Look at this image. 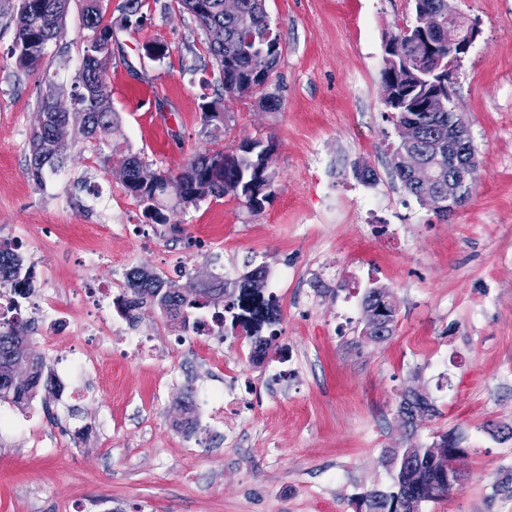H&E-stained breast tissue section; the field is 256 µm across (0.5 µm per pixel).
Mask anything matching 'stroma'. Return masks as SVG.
Here are the masks:
<instances>
[{"mask_svg":"<svg viewBox=\"0 0 512 512\" xmlns=\"http://www.w3.org/2000/svg\"><path fill=\"white\" fill-rule=\"evenodd\" d=\"M143 4L147 26L120 33L124 56L106 73L115 141L175 174L194 153L269 140L273 192L258 214L227 195L156 227L125 192L109 144L75 127L63 167L37 183L28 141L47 86L68 92L77 80L82 4L72 0L65 37L23 69L10 55L18 2L0 0V238L36 266L32 347L60 376L72 356H97L90 320L155 341L148 359L101 364L60 398L13 408L17 427L0 430V512H359L366 492L391 482L387 449L447 430L466 450L462 485L424 512H512V0L452 3L482 29L453 100L479 167L469 201L446 218L406 193L392 166L384 48L412 22L413 0H266L282 50L269 89L281 104L240 98L209 125L205 35L173 0ZM152 40L168 44L163 62L144 57ZM369 193L381 198L372 212L361 206ZM260 265L279 306L280 373L242 358L238 337L191 336L150 308L132 323L113 303L133 268L188 292L225 267ZM97 286L109 290L99 306L80 302ZM374 286L398 308L382 342L363 333ZM227 383L247 406L236 442L220 428L180 429L187 389ZM409 390L436 408L412 436L397 412Z\"/></svg>","mask_w":512,"mask_h":512,"instance_id":"1","label":"stroma"}]
</instances>
